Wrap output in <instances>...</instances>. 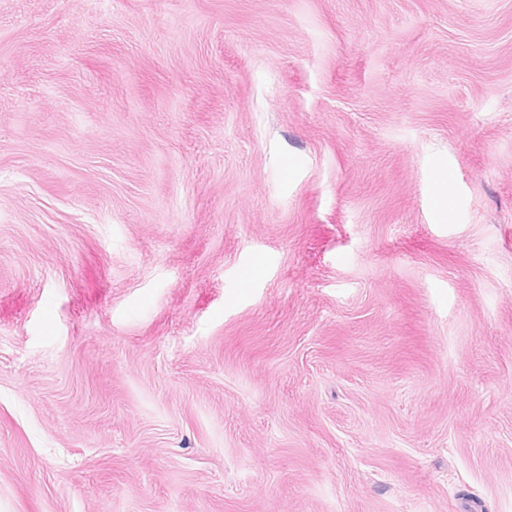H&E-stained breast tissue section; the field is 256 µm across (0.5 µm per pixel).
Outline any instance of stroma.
I'll use <instances>...</instances> for the list:
<instances>
[{"mask_svg": "<svg viewBox=\"0 0 512 512\" xmlns=\"http://www.w3.org/2000/svg\"><path fill=\"white\" fill-rule=\"evenodd\" d=\"M0 512H512V0H0Z\"/></svg>", "mask_w": 512, "mask_h": 512, "instance_id": "obj_1", "label": "stroma"}]
</instances>
